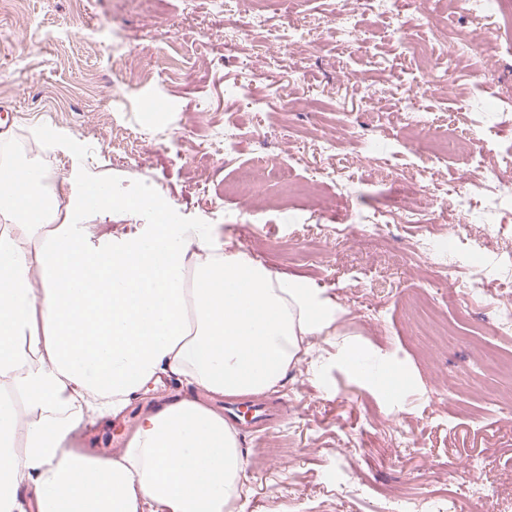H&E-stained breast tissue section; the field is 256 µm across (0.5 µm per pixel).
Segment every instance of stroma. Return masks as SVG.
<instances>
[{"mask_svg":"<svg viewBox=\"0 0 512 512\" xmlns=\"http://www.w3.org/2000/svg\"><path fill=\"white\" fill-rule=\"evenodd\" d=\"M336 0H299L295 23L328 34L287 38L278 63L256 56L248 33L259 17L277 15V0H0V158L50 168L52 192L67 204L92 183L128 194L154 188L175 223L206 225L226 249L242 251L284 277L307 279L339 308L338 334L366 359L384 358L403 377L395 397L370 387L336 357L335 336L315 337L312 360L289 367L262 400L285 401L281 428L237 434L244 453L246 499L227 512H435L438 504L477 503L483 512H512V419L497 402L494 357L512 353V335L493 331L494 304L464 305L457 272L420 262L416 239L447 242L461 232L469 251L492 260L512 244V213L433 208L477 172L502 174L494 154L446 155L429 161L425 135L404 128L400 114L415 91L432 135L474 140L482 121L512 143V107L487 111L512 95V54L498 55L481 90L459 83L455 94L422 92L420 72L392 28L411 42L431 38L433 18L414 0H390L368 30V53L347 55L343 33L329 31ZM126 48L105 50L113 29ZM165 72L163 84L129 80ZM126 114L131 136L112 142V116ZM247 132L229 157L206 149L226 120ZM356 142L345 140L348 130ZM68 135L73 155L54 150L49 132ZM342 137L334 155L318 137ZM268 153L287 179L311 191L281 202L272 192L250 210L231 186ZM351 180L348 193L316 179L319 169ZM418 224L382 223L404 208ZM367 216L358 224L355 214ZM335 227L332 237L319 233ZM488 496L474 501L473 481Z\"/></svg>","mask_w":512,"mask_h":512,"instance_id":"stroma-1","label":"stroma"}]
</instances>
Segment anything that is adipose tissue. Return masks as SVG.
I'll return each instance as SVG.
<instances>
[{"instance_id":"obj_1","label":"adipose tissue","mask_w":512,"mask_h":512,"mask_svg":"<svg viewBox=\"0 0 512 512\" xmlns=\"http://www.w3.org/2000/svg\"><path fill=\"white\" fill-rule=\"evenodd\" d=\"M0 165V379L40 418L15 452L18 412L0 397V512H226L243 457L223 415L194 400L146 416L113 457L70 448V434L120 411L159 374L218 395L260 394L336 321L306 280L228 252L199 224L170 223L158 200L104 190L69 201L42 231L39 189ZM150 209L143 234L89 232L85 210Z\"/></svg>"}]
</instances>
